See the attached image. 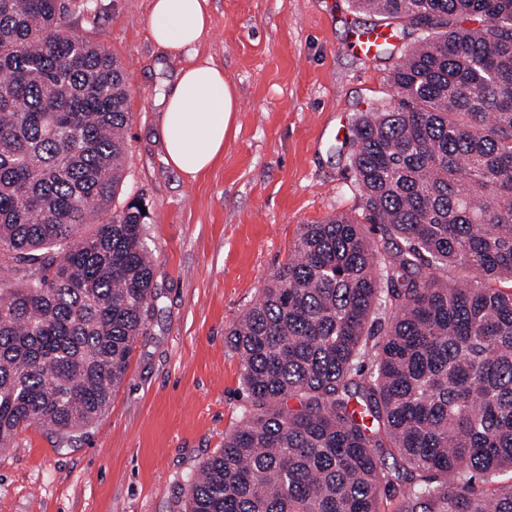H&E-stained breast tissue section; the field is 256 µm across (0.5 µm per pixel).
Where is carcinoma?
Segmentation results:
<instances>
[{
    "label": "carcinoma",
    "instance_id": "1",
    "mask_svg": "<svg viewBox=\"0 0 512 512\" xmlns=\"http://www.w3.org/2000/svg\"><path fill=\"white\" fill-rule=\"evenodd\" d=\"M353 2L421 32L353 125L381 236L300 225L230 332L248 404L186 512H512V0ZM67 12L0 0L1 449L94 424L158 296L147 215L113 208L124 72Z\"/></svg>",
    "mask_w": 512,
    "mask_h": 512
}]
</instances>
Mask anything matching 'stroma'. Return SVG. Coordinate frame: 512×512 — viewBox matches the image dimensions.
I'll list each match as a JSON object with an SVG mask.
<instances>
[{
	"label": "stroma",
	"instance_id": "stroma-1",
	"mask_svg": "<svg viewBox=\"0 0 512 512\" xmlns=\"http://www.w3.org/2000/svg\"><path fill=\"white\" fill-rule=\"evenodd\" d=\"M66 0L72 34L122 64L126 175L149 218L159 297L105 414L60 442L20 431L0 452V512H181L184 476L224 445L246 395L228 333L303 224L364 219L350 164L356 116L394 93L390 59L351 51L381 16L352 0H210L202 46L238 88L239 131L197 179L164 159L157 100L188 56L162 57L149 0Z\"/></svg>",
	"mask_w": 512,
	"mask_h": 512
}]
</instances>
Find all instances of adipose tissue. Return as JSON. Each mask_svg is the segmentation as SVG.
<instances>
[{
	"mask_svg": "<svg viewBox=\"0 0 512 512\" xmlns=\"http://www.w3.org/2000/svg\"><path fill=\"white\" fill-rule=\"evenodd\" d=\"M148 26L163 55L191 57L159 100L158 139L166 161L194 179L224 153L237 110L236 89L212 57L198 54L211 33L208 0H151Z\"/></svg>",
	"mask_w": 512,
	"mask_h": 512,
	"instance_id": "ef3b65f1",
	"label": "adipose tissue"
}]
</instances>
